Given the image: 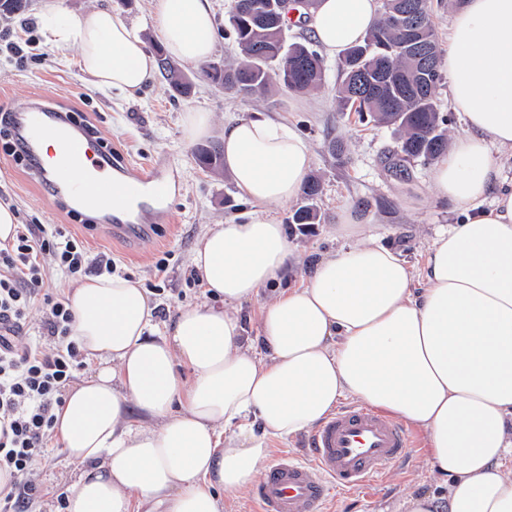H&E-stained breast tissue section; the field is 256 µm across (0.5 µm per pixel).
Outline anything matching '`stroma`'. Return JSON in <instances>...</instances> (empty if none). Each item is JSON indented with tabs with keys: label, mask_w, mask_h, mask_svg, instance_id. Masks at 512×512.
Segmentation results:
<instances>
[{
	"label": "stroma",
	"mask_w": 512,
	"mask_h": 512,
	"mask_svg": "<svg viewBox=\"0 0 512 512\" xmlns=\"http://www.w3.org/2000/svg\"><path fill=\"white\" fill-rule=\"evenodd\" d=\"M75 14L108 6L133 22L149 47L159 43L153 27L155 0H65ZM39 0L26 10L0 14V106L27 102L73 113L112 149L122 165L175 178L182 188L160 208L142 206L129 238L109 236L102 225L73 207L67 198L53 197L32 174L29 162L10 155L12 137H0V202L10 204L22 224H63L82 241L90 254L105 253L114 273L146 288L157 312L154 325L164 329L180 306L201 298L203 289L190 281L191 257L207 225L238 218L249 205L237 193L223 168L207 167L196 158V145L187 143L181 117L188 109L210 112L217 129L209 138L220 146L225 123L254 112L286 120L308 141L313 154L311 172L320 178L322 192L315 199L319 221L312 233L295 234L299 252L334 250L332 232L339 207L350 205L371 218L366 235L401 250L416 267L442 227L458 223L460 215L438 200L431 186V165L408 164L406 178L394 176L388 158L397 146L392 126L339 111L336 87L338 63L327 60L324 85L315 91L276 90L271 99H243L213 85L201 65L178 63L194 88L190 96L171 91L165 75H158L136 97L124 98L91 88L77 64L76 48L58 49L46 43L31 19ZM16 43L21 57L11 56L7 43ZM71 468L54 440L34 467L32 478L41 497L35 512H65ZM432 476L420 445L383 479L377 492L338 493L331 512H382L408 494L429 490Z\"/></svg>",
	"instance_id": "1"
}]
</instances>
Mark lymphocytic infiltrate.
Wrapping results in <instances>:
<instances>
[{
    "instance_id": "lymphocytic-infiltrate-1",
    "label": "lymphocytic infiltrate",
    "mask_w": 512,
    "mask_h": 512,
    "mask_svg": "<svg viewBox=\"0 0 512 512\" xmlns=\"http://www.w3.org/2000/svg\"><path fill=\"white\" fill-rule=\"evenodd\" d=\"M51 253L68 275L109 274L112 259L88 258L60 224H24L11 248L0 249V469L15 481L0 492V512H32L39 490L31 478L53 424L61 390L78 367L70 339L73 315L65 299L41 293L40 254ZM44 302L48 343L33 342L20 331L36 302Z\"/></svg>"
}]
</instances>
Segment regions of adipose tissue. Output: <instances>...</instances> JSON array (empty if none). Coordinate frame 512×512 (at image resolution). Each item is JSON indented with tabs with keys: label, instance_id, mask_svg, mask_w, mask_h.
Masks as SVG:
<instances>
[{
	"label": "adipose tissue",
	"instance_id": "obj_1",
	"mask_svg": "<svg viewBox=\"0 0 512 512\" xmlns=\"http://www.w3.org/2000/svg\"><path fill=\"white\" fill-rule=\"evenodd\" d=\"M47 43L77 47L94 88L135 96L157 62L134 25L100 6L69 14L42 0ZM381 18L380 0H318L307 26L340 58ZM173 59L215 52L211 0H156ZM441 68L467 132L433 168L437 199L463 213L433 238L422 270L337 213L340 246L305 277L281 206L312 169L306 139L264 114L227 122L222 155L243 219L209 225L191 259L204 300L154 334L145 288L88 277L66 299L71 336L94 362L55 407L52 431L77 470L66 512H222L260 473L273 438H293L352 399L424 436L441 494L412 493L401 512H512V0H459ZM270 293L248 330L243 306Z\"/></svg>",
	"mask_w": 512,
	"mask_h": 512
}]
</instances>
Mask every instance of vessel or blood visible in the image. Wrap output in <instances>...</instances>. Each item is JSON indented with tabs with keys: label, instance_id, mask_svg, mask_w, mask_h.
Masks as SVG:
<instances>
[{
	"label": "vessel or blood",
	"instance_id": "b4317fda",
	"mask_svg": "<svg viewBox=\"0 0 512 512\" xmlns=\"http://www.w3.org/2000/svg\"><path fill=\"white\" fill-rule=\"evenodd\" d=\"M18 130L40 177L52 194H67L81 204L93 205L101 224L114 233L126 230L117 216L120 201L149 187L163 196V182H147L144 175L124 172L120 177L98 178L102 159L92 158L88 137L78 135L59 113L34 103L18 114ZM53 131L62 145L60 159L46 164L41 142ZM412 440L391 418L367 407L338 409L310 436L307 458L275 455L253 491L259 512H321L336 491L366 490L407 455Z\"/></svg>",
	"mask_w": 512,
	"mask_h": 512
}]
</instances>
